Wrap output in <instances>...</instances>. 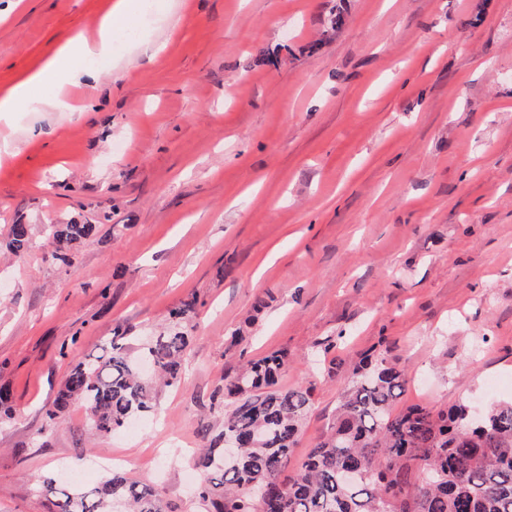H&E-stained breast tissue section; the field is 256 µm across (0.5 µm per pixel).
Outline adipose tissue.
<instances>
[{
    "label": "adipose tissue",
    "mask_w": 512,
    "mask_h": 512,
    "mask_svg": "<svg viewBox=\"0 0 512 512\" xmlns=\"http://www.w3.org/2000/svg\"><path fill=\"white\" fill-rule=\"evenodd\" d=\"M138 15L137 0H114L100 21L97 39L90 41L81 37L66 44L37 71L23 76L0 93V114L30 110L34 105L32 91L35 87H63L80 73L82 61L109 57L113 31L135 25Z\"/></svg>",
    "instance_id": "obj_1"
}]
</instances>
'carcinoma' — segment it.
Listing matches in <instances>:
<instances>
[{
    "instance_id": "carcinoma-1",
    "label": "carcinoma",
    "mask_w": 512,
    "mask_h": 512,
    "mask_svg": "<svg viewBox=\"0 0 512 512\" xmlns=\"http://www.w3.org/2000/svg\"><path fill=\"white\" fill-rule=\"evenodd\" d=\"M96 230L94 224H50L54 259ZM27 224H13L9 247H30ZM188 336L163 333L143 347L153 366L144 375L125 332L116 330L102 354L74 365L65 376L48 420L77 402L94 430L111 434L154 407L155 384L184 382ZM287 354L273 352L224 374V426L205 440L196 466L207 478L196 491L202 512H512V401L493 402L471 421L464 403L433 411L413 406L394 413L408 382L404 368L369 357L350 376L336 420L296 472L281 479L285 459L297 442L311 405L312 389H283L278 380ZM240 443L238 458L224 460V436ZM57 495L56 512H168L156 484L120 473L93 487L39 476Z\"/></svg>"
}]
</instances>
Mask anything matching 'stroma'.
Returning <instances> with one entry per match:
<instances>
[{
	"label": "stroma",
	"mask_w": 512,
	"mask_h": 512,
	"mask_svg": "<svg viewBox=\"0 0 512 512\" xmlns=\"http://www.w3.org/2000/svg\"><path fill=\"white\" fill-rule=\"evenodd\" d=\"M108 3L0 0V90ZM112 39L67 107L0 117V512H55L34 475L93 486L110 455L198 512L197 428L274 351L313 392L294 466L367 356L406 368L399 411L512 401V0H155ZM74 222L63 264L44 227ZM187 303L185 382L138 431L47 423L114 328L139 348Z\"/></svg>",
	"instance_id": "35a3bbf8"
}]
</instances>
